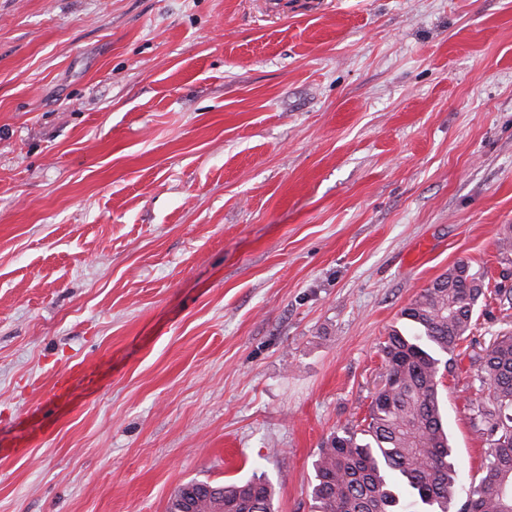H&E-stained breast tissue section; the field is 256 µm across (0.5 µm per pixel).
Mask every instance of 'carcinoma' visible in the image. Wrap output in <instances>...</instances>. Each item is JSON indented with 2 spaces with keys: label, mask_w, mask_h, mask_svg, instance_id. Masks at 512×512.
I'll return each mask as SVG.
<instances>
[{
  "label": "carcinoma",
  "mask_w": 512,
  "mask_h": 512,
  "mask_svg": "<svg viewBox=\"0 0 512 512\" xmlns=\"http://www.w3.org/2000/svg\"><path fill=\"white\" fill-rule=\"evenodd\" d=\"M501 264L512 266V225L498 233ZM495 294L512 306V288L459 263L402 311L407 328L381 346L386 375L362 423L334 433L313 463V512H449L459 489L440 392L441 368L470 336L482 301ZM488 400L472 408L488 448L481 475L458 512H512V333L484 355L469 357ZM194 495L172 496L168 512H275L274 488L262 475L232 484L191 481Z\"/></svg>",
  "instance_id": "1"
}]
</instances>
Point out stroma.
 Returning <instances> with one entry per match:
<instances>
[{"instance_id": "stroma-1", "label": "stroma", "mask_w": 512, "mask_h": 512, "mask_svg": "<svg viewBox=\"0 0 512 512\" xmlns=\"http://www.w3.org/2000/svg\"><path fill=\"white\" fill-rule=\"evenodd\" d=\"M505 224L512 0H0V512L261 471L311 512L402 309L499 279ZM441 381L470 483L488 390Z\"/></svg>"}]
</instances>
